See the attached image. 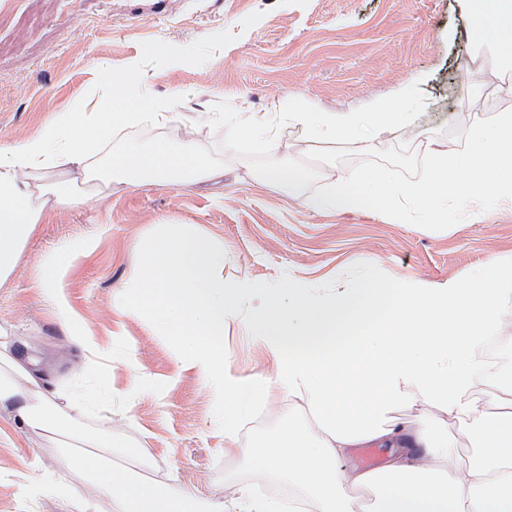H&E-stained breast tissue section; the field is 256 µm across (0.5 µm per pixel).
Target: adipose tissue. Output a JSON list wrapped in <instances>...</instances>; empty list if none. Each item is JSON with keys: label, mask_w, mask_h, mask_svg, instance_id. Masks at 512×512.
Returning <instances> with one entry per match:
<instances>
[{"label": "adipose tissue", "mask_w": 512, "mask_h": 512, "mask_svg": "<svg viewBox=\"0 0 512 512\" xmlns=\"http://www.w3.org/2000/svg\"><path fill=\"white\" fill-rule=\"evenodd\" d=\"M474 39L494 52L495 70L512 92V0H466ZM138 63L103 69L95 106L75 101L18 145H0V285L9 281L45 211L72 205L70 182L51 181L67 167L70 181L132 187H192L220 173L194 146L189 133L130 147L112 155L107 169L96 156L118 130L170 120L177 95L142 90ZM94 239L76 240L44 255L37 286L55 321L81 351V369L108 376L109 359L69 304L62 281ZM136 283L117 289L112 307L145 317L155 335L176 347L178 362L206 376L216 400L242 403L252 384L232 371L217 346L228 320L258 338L278 361L279 389L305 395L314 425L288 422L274 435L244 448L257 479L277 476L298 497L281 502L242 492L244 512H359L357 492L374 495L373 512H512V412L490 415L470 389L486 365L491 328L504 322L500 304L512 292V256L497 259L475 281L425 288L412 280L371 278L357 288L315 295L299 284L267 287L224 279V246L166 224L138 252ZM419 395L460 421V434L423 417L390 419L392 407ZM96 413L111 422L103 397L52 389L40 360L15 348L11 325L0 324V412L68 449L65 468L91 479L112 512H223L224 504L192 488L172 492L165 483L133 477L107 461L106 431L70 430V411ZM469 440L478 450L466 466L444 468L441 459ZM379 443L396 455L379 470L346 472L336 461L350 448ZM80 483L58 484L70 512H97Z\"/></svg>", "instance_id": "obj_1"}]
</instances>
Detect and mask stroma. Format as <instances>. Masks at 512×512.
I'll return each mask as SVG.
<instances>
[{
  "instance_id": "35a3bbf8",
  "label": "stroma",
  "mask_w": 512,
  "mask_h": 512,
  "mask_svg": "<svg viewBox=\"0 0 512 512\" xmlns=\"http://www.w3.org/2000/svg\"><path fill=\"white\" fill-rule=\"evenodd\" d=\"M471 18L462 0H0V144L36 134L76 100L94 101L102 66L120 71L140 60L149 94H177L172 123L145 122L112 138L100 164L129 144L174 136L197 112L229 102L244 117L268 114L298 98L324 109L355 110L419 82L424 113L412 124L370 139L383 150L407 143L446 146L448 132L512 109L490 55L462 71ZM162 44L180 66L153 53ZM486 84L480 102H463L467 83ZM222 131L203 125L195 141L224 167V182L192 189L113 182L111 191L46 211L21 263L0 287V321L14 324L19 344L47 364L66 388L95 392L92 374L74 375L78 348L54 321L34 284L43 255L96 235L95 248L69 269L63 288L75 312L112 359V441L139 449L146 475L179 490L224 497V512H241L239 492L254 482L239 450L271 437L287 421L311 423L307 403L271 384L276 367L254 337L228 324L219 341L240 378L264 375L260 396L237 440L213 419L220 409L206 380L179 369L171 344L138 317L118 315L112 293L134 283L136 248L175 221L224 246V277L264 285L300 283L319 292L357 284L366 275L410 279L426 288L478 277L512 255V205L500 204L443 231L393 223L379 212H316L294 192L266 188L249 162L224 149ZM134 352L135 365L125 364ZM138 385H131V376ZM54 465L38 491L25 480L34 457ZM61 451L0 416V512H59L52 498Z\"/></svg>"
}]
</instances>
